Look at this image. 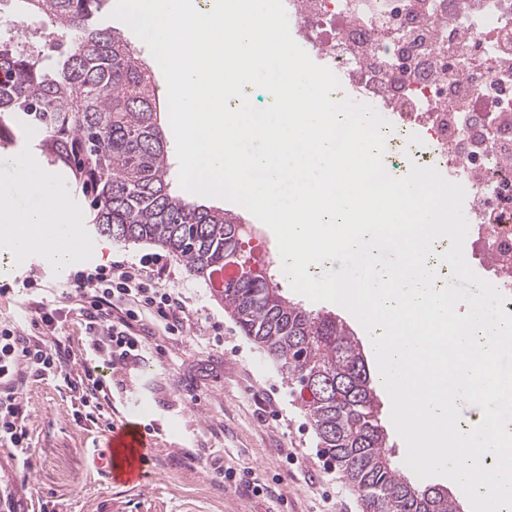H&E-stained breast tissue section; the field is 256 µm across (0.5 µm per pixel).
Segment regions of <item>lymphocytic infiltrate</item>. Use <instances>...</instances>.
Here are the masks:
<instances>
[{
    "instance_id": "obj_1",
    "label": "lymphocytic infiltrate",
    "mask_w": 512,
    "mask_h": 512,
    "mask_svg": "<svg viewBox=\"0 0 512 512\" xmlns=\"http://www.w3.org/2000/svg\"><path fill=\"white\" fill-rule=\"evenodd\" d=\"M74 278L80 294L76 307L67 313L84 324L99 358L113 371L140 359L148 342V318L158 319L171 336L194 330L186 297L165 287L147 263L119 260L105 268H84ZM34 307L38 317L29 323L0 322V446L15 449L23 464L31 446L21 397L28 378L60 379L82 406L90 408L99 407L106 390L94 367L73 373L71 353L59 334L64 312L41 301Z\"/></svg>"
}]
</instances>
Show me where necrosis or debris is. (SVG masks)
Here are the masks:
<instances>
[{
  "instance_id": "obj_1",
  "label": "necrosis or debris",
  "mask_w": 512,
  "mask_h": 512,
  "mask_svg": "<svg viewBox=\"0 0 512 512\" xmlns=\"http://www.w3.org/2000/svg\"><path fill=\"white\" fill-rule=\"evenodd\" d=\"M357 97L422 130L470 201L492 285L512 300V0H283Z\"/></svg>"
}]
</instances>
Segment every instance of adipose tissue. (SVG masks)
<instances>
[{"label": "adipose tissue", "mask_w": 512, "mask_h": 512, "mask_svg": "<svg viewBox=\"0 0 512 512\" xmlns=\"http://www.w3.org/2000/svg\"><path fill=\"white\" fill-rule=\"evenodd\" d=\"M19 175L35 203L19 213L8 199L0 198V250L13 257L24 248L50 264L72 268L77 263V222L66 219L56 199L46 193V179L35 164L20 162Z\"/></svg>", "instance_id": "adipose-tissue-1"}]
</instances>
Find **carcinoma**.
Segmentation results:
<instances>
[{
	"label": "carcinoma",
	"instance_id": "1",
	"mask_svg": "<svg viewBox=\"0 0 512 512\" xmlns=\"http://www.w3.org/2000/svg\"><path fill=\"white\" fill-rule=\"evenodd\" d=\"M19 2L44 28L36 43L0 30V142H12L18 129L41 133V155L72 174L97 233L152 244L208 282L227 266L240 268L217 292L224 311L293 385L320 447L365 512H459L447 490L427 493L394 466L346 325L282 293L267 258L245 251L250 235L238 215L170 191L152 71L116 31L90 22L107 0Z\"/></svg>",
	"mask_w": 512,
	"mask_h": 512
}]
</instances>
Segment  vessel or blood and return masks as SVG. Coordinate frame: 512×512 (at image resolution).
Returning <instances> with one entry per match:
<instances>
[{
	"label": "vessel or blood",
	"mask_w": 512,
	"mask_h": 512,
	"mask_svg": "<svg viewBox=\"0 0 512 512\" xmlns=\"http://www.w3.org/2000/svg\"><path fill=\"white\" fill-rule=\"evenodd\" d=\"M112 445L129 451L128 462L108 456L105 468L113 482L147 489L154 479L149 467L151 440L141 424L126 420L112 432ZM18 461L11 451L0 449V512H32V504L23 489L17 471Z\"/></svg>",
	"instance_id": "obj_1"
}]
</instances>
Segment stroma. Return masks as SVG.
Returning <instances> with one entry per match:
<instances>
[{
	"label": "stroma",
	"instance_id": "35a3bbf8",
	"mask_svg": "<svg viewBox=\"0 0 512 512\" xmlns=\"http://www.w3.org/2000/svg\"><path fill=\"white\" fill-rule=\"evenodd\" d=\"M39 139L36 132L20 133L13 145L0 148V196L10 198L19 212L34 200L10 163L38 156ZM410 143L402 154L387 143L384 163L400 174L415 165L435 166L421 130L412 132ZM86 236L95 264L117 255L170 263L172 287L192 296L198 318L223 322L224 340L159 335L127 370L115 375L100 365L110 382L111 403L94 413L60 381L29 379L22 398L31 466L23 476L38 512H327L339 502L344 512H362L358 494L320 448L280 369L241 333L211 287L158 247L115 243L91 230ZM0 282L8 286L0 293V321L34 318L29 300L35 288H43L46 302L61 308L70 306L78 291L75 281L56 279L38 258L16 266L0 257ZM135 408L152 441L156 478L147 492L112 483L103 470L113 428ZM286 448L297 449V459L285 460ZM218 455L241 476L265 485L266 493L219 479Z\"/></svg>",
	"mask_w": 512,
	"mask_h": 512
}]
</instances>
